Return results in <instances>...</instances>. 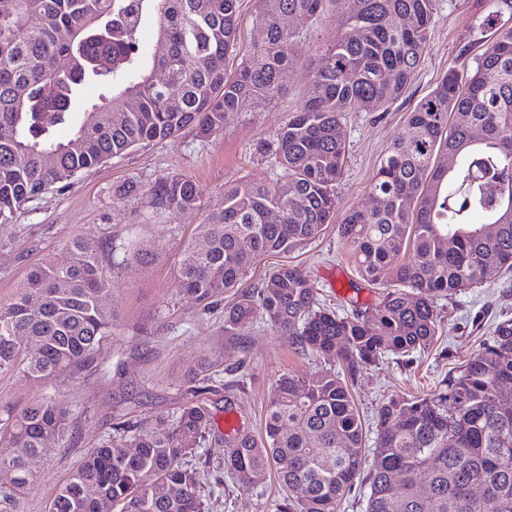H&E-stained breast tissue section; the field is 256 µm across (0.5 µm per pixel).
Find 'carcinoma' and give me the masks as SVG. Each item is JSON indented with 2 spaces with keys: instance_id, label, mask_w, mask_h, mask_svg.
I'll return each instance as SVG.
<instances>
[{
  "instance_id": "1",
  "label": "carcinoma",
  "mask_w": 512,
  "mask_h": 512,
  "mask_svg": "<svg viewBox=\"0 0 512 512\" xmlns=\"http://www.w3.org/2000/svg\"><path fill=\"white\" fill-rule=\"evenodd\" d=\"M336 6V35L302 58L299 31ZM239 0H0V226L29 199L143 142L193 127L208 135L256 99L273 101L299 62L308 69L302 108L258 151L275 159L271 183L224 185V209L207 216L178 268L199 301L237 287L255 262L314 242L336 215L346 162L338 130L348 112L397 100L417 74L437 0H258L261 39L237 48ZM157 27L149 57L139 49ZM484 52L466 76L453 68L396 133L371 185L372 205L336 225L358 272L385 287L370 314L340 316L321 306L302 270L283 264L226 311L232 334L258 318L294 336L300 349L346 372L284 374L272 385L265 438L226 434L224 470L244 488L276 469L301 491L295 512H339L367 461L364 424L348 379L386 354L428 349L439 334V296L495 280L512 269V26L487 19ZM240 57L233 75L230 57ZM66 57L70 67L57 68ZM102 89L87 120L60 140L58 128L85 87ZM177 96L179 107L167 101ZM158 210L201 207L202 191L182 175L149 189ZM277 211L281 223L268 214ZM496 225L485 237L471 222ZM116 319L99 246L70 239L0 303V374L45 383L86 377ZM512 320L501 322L450 378L445 392L392 396L376 416L366 512H512ZM67 406L52 397L0 417V466L19 480L0 497L13 512L68 433ZM207 402H187L155 426L121 425L88 449L49 512H205L199 472L184 459L209 441ZM484 488L481 500L472 485Z\"/></svg>"
}]
</instances>
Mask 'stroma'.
I'll list each match as a JSON object with an SVG mask.
<instances>
[{
	"instance_id": "1",
	"label": "stroma",
	"mask_w": 512,
	"mask_h": 512,
	"mask_svg": "<svg viewBox=\"0 0 512 512\" xmlns=\"http://www.w3.org/2000/svg\"><path fill=\"white\" fill-rule=\"evenodd\" d=\"M494 9L493 0H438L422 64L406 92L379 111L346 114L340 133L348 155L336 185L338 213L370 206V186L395 134L448 68L470 71L473 56L484 50L481 23ZM465 41L473 44L468 56L459 53ZM307 75L305 67H297L279 99L251 103L211 135L187 129L79 173L70 184L29 201L12 223L0 226V301L17 293L32 266L58 254L76 236L95 240L105 251L133 237L153 253L150 263L130 257L112 269L117 320L93 377L62 375L40 384L15 372L0 374V409L17 412L51 395L69 410L65 439L51 460L37 465L36 479L15 512H49L84 452L109 439L118 424L151 425L177 411L192 397L189 369L207 370L197 386L209 403L216 432H224V416L232 413L238 432L258 438L264 434L273 382L285 373L305 377L324 368L323 359L303 354L294 337L266 322H257L241 336L225 333L224 313L236 293L207 304L181 292L177 277L187 242L208 214L223 209L225 183L275 179L276 167L258 146L300 109ZM175 174L199 185L200 209L159 212L152 207L149 188ZM281 264L301 268L320 302L339 315L371 312L381 301V288L358 274L335 225L304 248L260 259L239 291L253 290ZM437 308L440 333L428 351L386 355L354 377L351 392L365 425L366 446L374 444V417L388 397L445 391L449 376L491 339L496 324L512 319V270L494 283L439 298ZM185 463L204 476L207 512H275L286 496L271 474L257 488L238 486L224 471L222 447L213 442L195 449Z\"/></svg>"
}]
</instances>
